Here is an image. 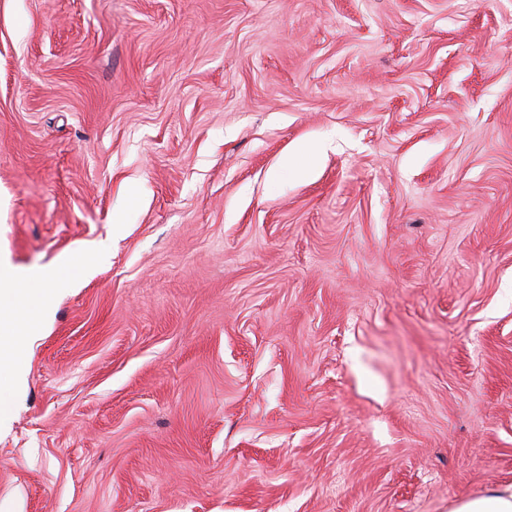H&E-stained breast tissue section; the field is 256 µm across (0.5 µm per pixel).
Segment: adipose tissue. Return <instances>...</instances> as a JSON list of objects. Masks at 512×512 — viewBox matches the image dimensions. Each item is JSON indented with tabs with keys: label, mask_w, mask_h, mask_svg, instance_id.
I'll return each mask as SVG.
<instances>
[{
	"label": "adipose tissue",
	"mask_w": 512,
	"mask_h": 512,
	"mask_svg": "<svg viewBox=\"0 0 512 512\" xmlns=\"http://www.w3.org/2000/svg\"><path fill=\"white\" fill-rule=\"evenodd\" d=\"M36 280L40 285L36 291L22 279L0 280V293L8 297L0 305V367L16 366L19 351L39 333L42 314L31 308L32 296H39L42 307H46L66 286L55 268L42 270Z\"/></svg>",
	"instance_id": "obj_1"
}]
</instances>
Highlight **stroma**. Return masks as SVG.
<instances>
[{"label": "stroma", "instance_id": "1", "mask_svg": "<svg viewBox=\"0 0 512 512\" xmlns=\"http://www.w3.org/2000/svg\"><path fill=\"white\" fill-rule=\"evenodd\" d=\"M0 512H449L512 485V0H0ZM34 279L41 288H29L22 279L5 277L0 281V295L8 296L7 303L0 308V368L15 367L19 351L39 333L42 313L30 306L34 291L39 292L44 312L62 288L67 287L57 268L44 269Z\"/></svg>", "mask_w": 512, "mask_h": 512}]
</instances>
